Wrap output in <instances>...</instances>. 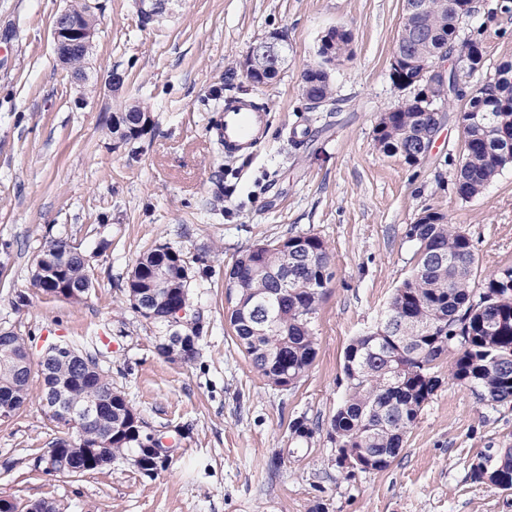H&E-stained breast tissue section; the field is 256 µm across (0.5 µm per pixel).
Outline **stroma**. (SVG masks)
Here are the masks:
<instances>
[{
  "label": "stroma",
  "mask_w": 512,
  "mask_h": 512,
  "mask_svg": "<svg viewBox=\"0 0 512 512\" xmlns=\"http://www.w3.org/2000/svg\"><path fill=\"white\" fill-rule=\"evenodd\" d=\"M75 0H0V326H14L32 353L58 340L97 342L113 386L152 428L178 435L168 468L148 477L124 461L71 477L37 459L63 430L32 378L18 415L0 420V498L54 502L59 512H512V491L474 482L471 464L512 448V403L491 409L444 382L421 411L392 466L344 478L326 426L345 395L352 338L372 327L412 269L405 230L427 207L472 239L478 277L512 266V167L482 195L452 190L463 101L420 165L385 155L374 140L382 112L416 95L390 78L403 0H174L142 25L138 0H86L97 20L79 87L53 50L55 15ZM479 0L460 38L480 39L485 63L457 82L470 91L512 61V16ZM351 32L353 57L335 67L338 111L310 108L299 87L321 33ZM284 35L277 80L254 86L237 71L249 47ZM125 82L115 90L111 74ZM246 94L270 114L253 158L225 157L211 128L226 97ZM137 103L151 126L115 144V113ZM314 234L332 255L333 279L314 319L317 356L287 391L272 388L235 345L225 320L224 272L259 242ZM63 237L90 260L93 286L72 303L34 287L45 242ZM105 251H98L100 242ZM159 244L179 250L191 310L209 327L189 362L161 355L166 336L124 297L127 274ZM29 298L17 308V293ZM319 423L308 449L288 455V423Z\"/></svg>",
  "instance_id": "35a3bbf8"
}]
</instances>
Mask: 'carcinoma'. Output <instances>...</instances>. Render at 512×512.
Returning a JSON list of instances; mask_svg holds the SVG:
<instances>
[{
    "label": "carcinoma",
    "mask_w": 512,
    "mask_h": 512,
    "mask_svg": "<svg viewBox=\"0 0 512 512\" xmlns=\"http://www.w3.org/2000/svg\"><path fill=\"white\" fill-rule=\"evenodd\" d=\"M427 11L406 30L399 53L413 66L408 77L432 64L437 49L448 48L456 56L459 24L477 12L476 0H457L461 10L452 12L445 0H426ZM351 35L334 29L317 46L316 55H332L336 63L351 59ZM302 82L303 98L311 103L334 102L331 71L309 67ZM432 94L466 98L459 120L463 145L455 163L454 189L462 200L479 196L503 169L512 166V61L501 63L489 81L465 95L455 72L447 84ZM446 119L444 111L424 114L416 99H409L393 112H384L374 129V140L383 153L398 157L421 146L430 149ZM415 243L411 275L395 290L384 317L347 346L343 373L347 393L331 417L327 435L334 448L358 458V465L345 470L370 472L388 469L399 455L404 439L424 405L442 385L435 363L453 355L448 380L464 386L485 405L496 408L512 403V267L486 276L475 287L476 269L472 240L462 229L448 223L434 208L426 209L417 223L406 228ZM304 240L307 250L295 249ZM159 249L144 253L129 275L128 301L152 294L173 311L189 304L188 266L180 251L167 247L165 261ZM80 248L68 240H50L41 251L47 262L35 267L33 285L45 294L59 292L63 299L79 303L85 294H65L66 288L92 284L90 264L79 257ZM169 277V287H157L158 265ZM333 277L326 243L314 234L293 235L263 242L242 253L226 271L224 288L229 304V323L236 344L269 385L286 390L309 370L316 357L312 322ZM268 305L273 320L263 325L257 313ZM194 336L184 361L199 354L198 343L206 333L198 320L189 323ZM70 347L85 355L82 372L65 360H55L58 382L69 385V404L79 409L90 400L103 408L101 425L112 429L106 449L111 459L140 453L144 418L112 387L100 365L102 352L78 345ZM25 337L15 331L0 335V390L11 388L20 411L29 397L32 370L18 375L13 359L26 358ZM289 437L301 447L311 443L315 428L304 416L290 421ZM100 437L95 428L72 427V433L52 442L54 448ZM479 483L512 490V448H489L471 464Z\"/></svg>",
    "instance_id": "obj_1"
}]
</instances>
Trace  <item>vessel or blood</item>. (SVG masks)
<instances>
[{
	"mask_svg": "<svg viewBox=\"0 0 512 512\" xmlns=\"http://www.w3.org/2000/svg\"><path fill=\"white\" fill-rule=\"evenodd\" d=\"M269 123V113L261 104L248 96H234L225 101L214 133L226 154L250 156L263 142Z\"/></svg>",
	"mask_w": 512,
	"mask_h": 512,
	"instance_id": "b4317fda",
	"label": "vessel or blood"
}]
</instances>
